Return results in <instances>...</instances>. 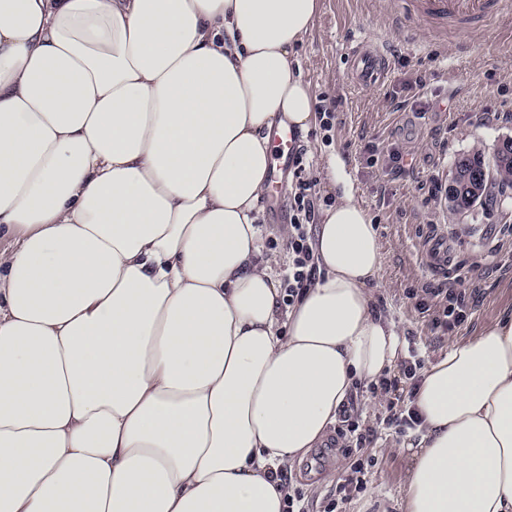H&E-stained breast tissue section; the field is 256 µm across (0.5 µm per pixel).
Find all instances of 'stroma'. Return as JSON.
Listing matches in <instances>:
<instances>
[{"instance_id": "obj_1", "label": "stroma", "mask_w": 512, "mask_h": 512, "mask_svg": "<svg viewBox=\"0 0 512 512\" xmlns=\"http://www.w3.org/2000/svg\"><path fill=\"white\" fill-rule=\"evenodd\" d=\"M367 32L393 45L384 81L357 88L347 79L349 35ZM313 96L337 100L335 126L324 134L312 123L303 135L304 175L316 179L317 209L335 204L325 179L330 156L345 160V178L377 226L382 253L378 298L405 346L425 363L445 356L451 343L479 335L497 320L512 317V189L493 191L485 206L466 214L448 210L445 189L455 159L473 149L492 156L499 140L512 137V17L480 31L449 28L434 38L408 17L394 18L384 0H318L313 29L295 49ZM378 145L370 154L369 145ZM403 154L405 171L390 172V150ZM448 237V269L426 262L424 245ZM485 270L482 295L471 318L455 332L435 330L416 304L422 288H444L474 260ZM347 404L360 423L376 426L362 455L373 456L366 492L346 512H406L404 485L413 434L378 427L385 406L368 385L358 383ZM342 443L326 439L288 473L307 495L310 512H320L350 464Z\"/></svg>"}]
</instances>
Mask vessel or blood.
<instances>
[{
	"instance_id": "1",
	"label": "vessel or blood",
	"mask_w": 512,
	"mask_h": 512,
	"mask_svg": "<svg viewBox=\"0 0 512 512\" xmlns=\"http://www.w3.org/2000/svg\"><path fill=\"white\" fill-rule=\"evenodd\" d=\"M402 13L412 15L429 28L456 25L468 30L481 27L498 16L512 15V0H396ZM349 80L355 85L369 87L387 73L390 62L367 35L352 38L348 49ZM274 146L270 167L268 197L278 200L289 171L300 153L299 134L288 124L275 125L271 131Z\"/></svg>"
}]
</instances>
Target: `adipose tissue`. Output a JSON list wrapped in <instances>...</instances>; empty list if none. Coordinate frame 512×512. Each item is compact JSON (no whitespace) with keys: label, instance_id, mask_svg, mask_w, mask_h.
Listing matches in <instances>:
<instances>
[{"label":"adipose tissue","instance_id":"ef3b65f1","mask_svg":"<svg viewBox=\"0 0 512 512\" xmlns=\"http://www.w3.org/2000/svg\"><path fill=\"white\" fill-rule=\"evenodd\" d=\"M317 0H0V512H283L402 354L345 162L289 311L269 130ZM406 512H512V318L427 366Z\"/></svg>","mask_w":512,"mask_h":512}]
</instances>
